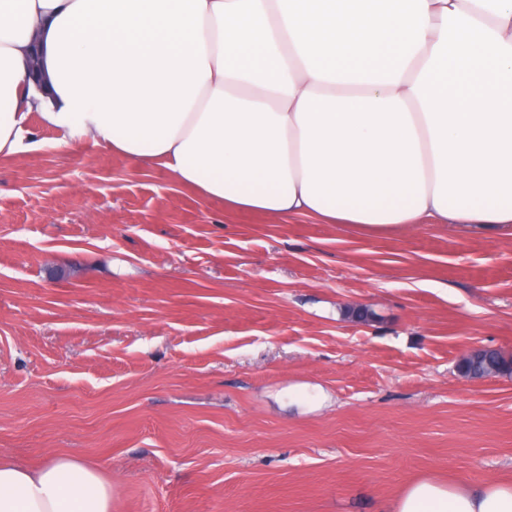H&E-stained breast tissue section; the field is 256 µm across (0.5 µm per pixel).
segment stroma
I'll list each match as a JSON object with an SVG mask.
<instances>
[{"label": "stroma", "mask_w": 512, "mask_h": 512, "mask_svg": "<svg viewBox=\"0 0 512 512\" xmlns=\"http://www.w3.org/2000/svg\"><path fill=\"white\" fill-rule=\"evenodd\" d=\"M0 156V457L112 480V512H386L512 479V239L363 237L182 186L31 113ZM372 311L367 320L348 310ZM473 352L476 353L466 356L461 362L464 376L473 379L512 376V357L504 355L497 349H477L471 353Z\"/></svg>", "instance_id": "stroma-1"}]
</instances>
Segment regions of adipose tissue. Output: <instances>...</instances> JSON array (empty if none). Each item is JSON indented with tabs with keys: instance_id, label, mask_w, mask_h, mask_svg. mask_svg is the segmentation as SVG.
<instances>
[{
	"instance_id": "adipose-tissue-1",
	"label": "adipose tissue",
	"mask_w": 512,
	"mask_h": 512,
	"mask_svg": "<svg viewBox=\"0 0 512 512\" xmlns=\"http://www.w3.org/2000/svg\"><path fill=\"white\" fill-rule=\"evenodd\" d=\"M506 84L512 0H0V155L36 112L225 209L364 237H512ZM388 509L512 512V482L424 478ZM0 512H112V484L75 458L0 460Z\"/></svg>"
}]
</instances>
